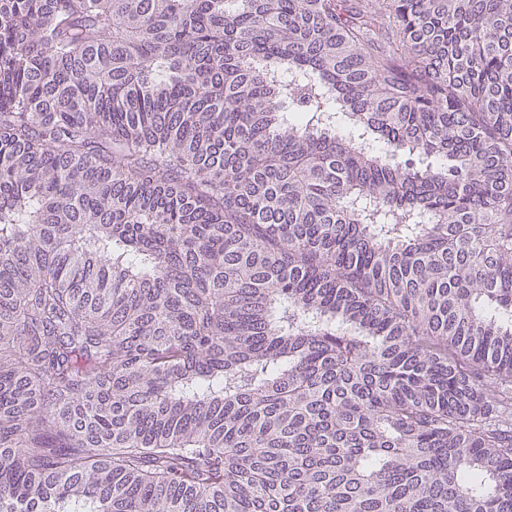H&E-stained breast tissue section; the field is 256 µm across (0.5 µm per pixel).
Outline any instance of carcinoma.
<instances>
[{"mask_svg": "<svg viewBox=\"0 0 512 512\" xmlns=\"http://www.w3.org/2000/svg\"><path fill=\"white\" fill-rule=\"evenodd\" d=\"M0 512H512V0H0Z\"/></svg>", "mask_w": 512, "mask_h": 512, "instance_id": "carcinoma-1", "label": "carcinoma"}]
</instances>
